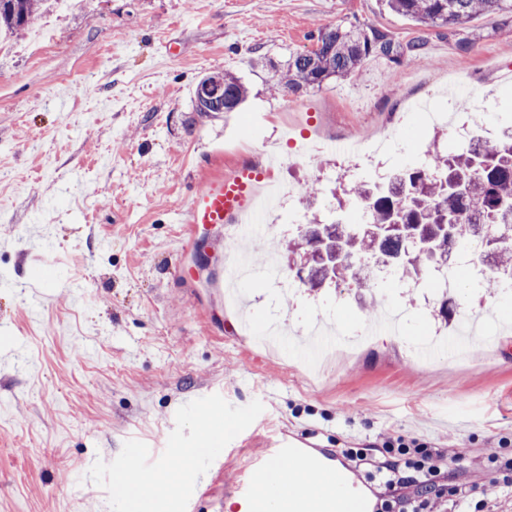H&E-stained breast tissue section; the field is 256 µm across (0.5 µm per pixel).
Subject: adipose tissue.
Listing matches in <instances>:
<instances>
[{
  "label": "adipose tissue",
  "mask_w": 512,
  "mask_h": 512,
  "mask_svg": "<svg viewBox=\"0 0 512 512\" xmlns=\"http://www.w3.org/2000/svg\"><path fill=\"white\" fill-rule=\"evenodd\" d=\"M260 494L269 504V512H288L289 498H296L306 505L314 502H327L336 494V482L333 475L324 474L316 478L309 477L303 467L293 469L292 477L273 474L260 478Z\"/></svg>",
  "instance_id": "adipose-tissue-1"
}]
</instances>
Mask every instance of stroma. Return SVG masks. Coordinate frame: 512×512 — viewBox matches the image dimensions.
<instances>
[{
	"label": "stroma",
	"instance_id": "obj_1",
	"mask_svg": "<svg viewBox=\"0 0 512 512\" xmlns=\"http://www.w3.org/2000/svg\"><path fill=\"white\" fill-rule=\"evenodd\" d=\"M351 24L403 53L344 81L272 90L320 28ZM44 28L54 42L39 53ZM417 34L380 0H79L14 38L0 58V512H132L124 483L145 464L183 488L169 498L152 484L158 512L187 499L193 512H225L283 434L333 449L380 434L452 441L450 484L512 512L480 455L512 441V302L463 280L454 315L484 320L497 339L452 361L432 276L380 281L378 306L401 312L402 327L368 338L366 291L310 290L284 261L264 273L263 255L283 254L298 226L336 222L338 181L373 182V162L337 154L335 141L366 148L393 123L401 133L383 161L397 172L454 151L448 114L512 126V13L428 30L420 53L406 51ZM224 70L248 88L241 110L196 111L199 79ZM455 77L468 90L445 93ZM436 90L438 112L415 111ZM270 148L276 184L295 192L270 217L277 234L193 231L194 189L266 167ZM242 251L257 261L236 308L224 269ZM244 311L254 332L280 325L281 352L243 333ZM320 320L356 351L305 359Z\"/></svg>",
	"mask_w": 512,
	"mask_h": 512
}]
</instances>
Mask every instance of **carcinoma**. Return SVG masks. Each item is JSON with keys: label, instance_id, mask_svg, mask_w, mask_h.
<instances>
[{"label": "carcinoma", "instance_id": "carcinoma-1", "mask_svg": "<svg viewBox=\"0 0 512 512\" xmlns=\"http://www.w3.org/2000/svg\"><path fill=\"white\" fill-rule=\"evenodd\" d=\"M51 0H0V38L15 37L29 29L47 11ZM384 6L416 23L422 33L431 28L457 32L479 15L512 11V0H384ZM314 49L291 55L276 91L299 92L330 80L348 78L372 56L394 58L397 50L383 32L371 27L320 29ZM224 97L204 99L195 91L198 112H235L247 89L231 72L217 74ZM464 181V191L451 184ZM349 198L369 203V224L348 230L341 224H310L289 241L288 251L305 257V283H371L360 278L367 263L420 276L448 256V246L462 245L481 234L485 224L512 226V132L494 141H482L458 153L436 154L428 165L406 169L394 176L393 187L344 190ZM453 219L456 225L444 227ZM400 224H408L431 240L428 249L410 246ZM477 259L495 260L496 269L512 276V247L483 239Z\"/></svg>", "mask_w": 512, "mask_h": 512}]
</instances>
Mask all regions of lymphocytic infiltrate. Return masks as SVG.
<instances>
[{
    "label": "lymphocytic infiltrate",
    "mask_w": 512,
    "mask_h": 512,
    "mask_svg": "<svg viewBox=\"0 0 512 512\" xmlns=\"http://www.w3.org/2000/svg\"><path fill=\"white\" fill-rule=\"evenodd\" d=\"M341 454L373 489L391 497L399 512H469V488L461 484L446 490L436 483L455 454L453 448L383 437Z\"/></svg>",
    "instance_id": "obj_1"
}]
</instances>
